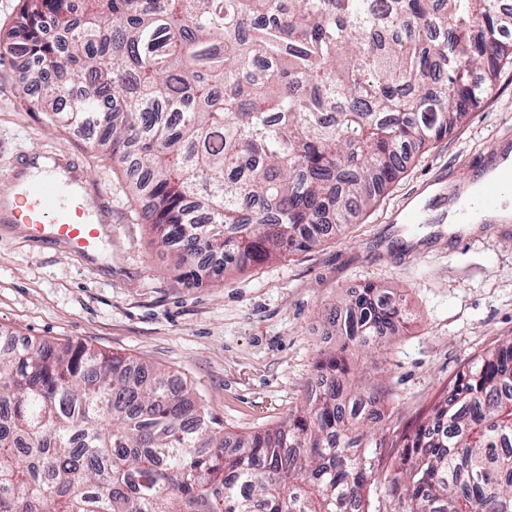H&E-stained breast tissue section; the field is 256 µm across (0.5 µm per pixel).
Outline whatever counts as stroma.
Returning <instances> with one entry per match:
<instances>
[{"instance_id": "obj_1", "label": "stroma", "mask_w": 512, "mask_h": 512, "mask_svg": "<svg viewBox=\"0 0 512 512\" xmlns=\"http://www.w3.org/2000/svg\"><path fill=\"white\" fill-rule=\"evenodd\" d=\"M31 68L0 57V178L17 153L63 150L112 202L97 258L33 245L0 223V332L86 344L167 370L225 432L276 426L315 384V361L338 345L326 314L374 284L397 290L411 319L378 359L401 424L442 399L475 356L512 336V223L467 229L400 211L440 178L468 181L512 152V65L447 136L412 155L355 223L313 247L227 276L183 277L158 248L130 176L77 128L61 127L24 93Z\"/></svg>"}]
</instances>
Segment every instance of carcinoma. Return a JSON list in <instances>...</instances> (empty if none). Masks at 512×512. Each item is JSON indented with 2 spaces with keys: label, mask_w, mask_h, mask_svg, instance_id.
<instances>
[{
  "label": "carcinoma",
  "mask_w": 512,
  "mask_h": 512,
  "mask_svg": "<svg viewBox=\"0 0 512 512\" xmlns=\"http://www.w3.org/2000/svg\"><path fill=\"white\" fill-rule=\"evenodd\" d=\"M0 51L35 105L87 127L177 263L238 270L372 206L512 63L508 0H24ZM405 310L369 285L328 320L339 352L276 427L244 438L165 371L0 336V512H512V337L446 398L385 420L348 357Z\"/></svg>",
  "instance_id": "cac0c4a2"
}]
</instances>
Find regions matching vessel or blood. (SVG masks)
Listing matches in <instances>:
<instances>
[{
	"label": "vessel or blood",
	"mask_w": 512,
	"mask_h": 512,
	"mask_svg": "<svg viewBox=\"0 0 512 512\" xmlns=\"http://www.w3.org/2000/svg\"><path fill=\"white\" fill-rule=\"evenodd\" d=\"M52 159L55 167L67 173V180L48 177L34 184L27 183L23 173L29 160L21 158L6 181V196L15 205L11 211L1 212L0 220L22 225L32 242L60 241L80 256H92L103 238V224L112 212L110 200L100 192H93L94 207L86 209L74 191L83 182L79 168L66 153L53 154ZM507 192L512 193V168L488 182L477 199L465 202L463 210L469 213L489 208Z\"/></svg>",
	"instance_id": "obj_1"
}]
</instances>
